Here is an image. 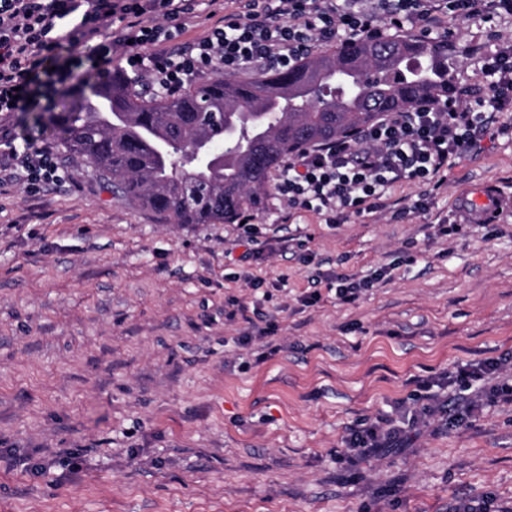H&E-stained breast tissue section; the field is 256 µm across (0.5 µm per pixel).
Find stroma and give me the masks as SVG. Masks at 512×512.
Masks as SVG:
<instances>
[{
  "mask_svg": "<svg viewBox=\"0 0 512 512\" xmlns=\"http://www.w3.org/2000/svg\"><path fill=\"white\" fill-rule=\"evenodd\" d=\"M493 31L512 39L481 16L450 23L453 85L479 81L472 47L493 50ZM499 123L425 212L420 186L397 185L401 220L329 224L272 193L247 227L162 224L76 162L37 196L1 189L0 448L51 472L0 462V512H446L482 492L512 512V405L336 459L356 419H400L414 380L512 353V204L492 224L457 208L481 182L512 197V112ZM381 266L388 282L337 299L336 276ZM263 317L281 346L265 359L261 340L240 341ZM54 448L79 451L78 475L57 481Z\"/></svg>",
  "mask_w": 512,
  "mask_h": 512,
  "instance_id": "1",
  "label": "stroma"
}]
</instances>
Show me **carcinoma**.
<instances>
[{
	"label": "carcinoma",
	"mask_w": 512,
	"mask_h": 512,
	"mask_svg": "<svg viewBox=\"0 0 512 512\" xmlns=\"http://www.w3.org/2000/svg\"><path fill=\"white\" fill-rule=\"evenodd\" d=\"M295 71L218 75L173 96L115 72L112 91L88 83L50 123L67 158L128 204L167 224H232L262 208L284 157L452 88L448 43L419 38L348 41Z\"/></svg>",
	"instance_id": "carcinoma-1"
}]
</instances>
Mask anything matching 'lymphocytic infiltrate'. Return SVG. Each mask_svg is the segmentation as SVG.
Masks as SVG:
<instances>
[{
    "label": "lymphocytic infiltrate",
    "instance_id": "lymphocytic-infiltrate-1",
    "mask_svg": "<svg viewBox=\"0 0 512 512\" xmlns=\"http://www.w3.org/2000/svg\"><path fill=\"white\" fill-rule=\"evenodd\" d=\"M216 0H0V173L36 195L65 178L53 146L17 145L11 116L49 107L76 72L104 75L121 56L137 85L169 95L216 71L246 66L289 70L316 46L336 40L382 37L381 21L395 28L446 30L450 19L495 14L512 19V0H239L236 9L194 41L175 45L174 31ZM93 44L100 63L61 55L62 45ZM483 82L464 85L445 100L387 112L368 127L289 158L276 184L291 209H308L336 223L347 211L386 208L398 182L439 187L461 154L477 151L492 135L496 116L512 110V41L482 58ZM512 353L468 363L439 378L418 381L408 424L440 417L443 428L471 424L481 404L512 402ZM482 381L484 403L467 391ZM405 430L392 420H362L347 429L343 453L356 460L401 447Z\"/></svg>",
    "mask_w": 512,
    "mask_h": 512
}]
</instances>
